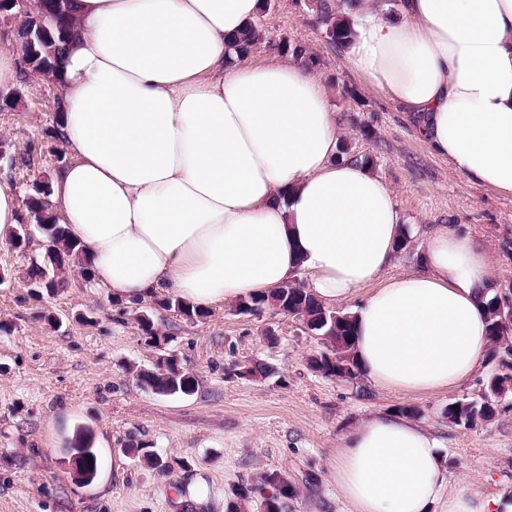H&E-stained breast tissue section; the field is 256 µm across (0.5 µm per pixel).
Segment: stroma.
<instances>
[{
  "label": "stroma",
  "instance_id": "1",
  "mask_svg": "<svg viewBox=\"0 0 512 512\" xmlns=\"http://www.w3.org/2000/svg\"><path fill=\"white\" fill-rule=\"evenodd\" d=\"M308 0H261L259 38L247 62L283 58V43H302L336 114L343 155L366 161L393 191L408 243L387 277L420 271L426 236L442 227L484 241L496 259L495 289H512V197L496 194L453 171L433 154L419 130L367 87L327 45L325 27ZM17 106L0 112V154L17 165L7 176L25 191L65 160L47 138L56 115L55 83L29 73L14 85ZM41 235L22 250L0 235V512H226L235 491L265 475L287 477L297 495L288 512H350L330 479L340 438L372 415L413 411L441 440L448 488L460 478L485 492L512 490V393L476 427L450 423V402L478 400L488 379L512 361L491 353L462 386L406 397L316 373L309 358L322 344L298 318L267 309L239 313L237 301L215 305L190 321L155 309L166 336L196 382L188 397H163L139 386L133 367H153L162 351L147 345L131 314L111 293L86 287L77 272L52 296L35 297L25 279L43 260ZM263 365L264 377L243 376ZM83 434L98 448V475L86 485L74 475L65 448ZM152 445L162 460L150 466L129 447ZM198 484L205 503L186 502Z\"/></svg>",
  "mask_w": 512,
  "mask_h": 512
}]
</instances>
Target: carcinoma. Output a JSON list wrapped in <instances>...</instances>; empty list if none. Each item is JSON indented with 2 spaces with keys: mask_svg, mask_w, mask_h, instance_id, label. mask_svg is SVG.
Here are the masks:
<instances>
[{
  "mask_svg": "<svg viewBox=\"0 0 512 512\" xmlns=\"http://www.w3.org/2000/svg\"><path fill=\"white\" fill-rule=\"evenodd\" d=\"M343 3L333 0H314V10L321 22L326 25V37L329 44L341 48L349 40L352 31L344 24L342 16ZM37 13L45 16L48 25L52 28L54 39L50 40L41 49V56L50 66L57 65L70 38L74 34L68 15V0H40ZM258 30L252 28L242 35L233 46L236 56L241 57L249 53L257 41ZM51 195V183L43 180L34 184L24 195L23 202L29 216L36 222L38 231L46 241L45 254L47 260L42 263H31L26 272V278L31 285H38L51 294H55L67 287L68 271L75 268L80 273L85 284L95 282L92 267L81 257L76 243L69 240L65 228L53 220L48 208V198ZM498 297H493L488 303L490 321V343L496 345L500 341L509 340V335H501L497 325L496 302ZM303 312L309 321L311 331L323 336L328 335L324 345L329 347L331 354L339 362H354L352 354V317L345 320L332 322L324 318L331 314L324 305L319 303L304 288H291L287 285L276 288L270 292H261L239 303V311L242 314L261 312L267 308L281 310L287 307V303ZM159 306L166 310H174L188 320L202 318L205 312L196 309L178 297L171 295L162 300ZM145 317L139 321V325L145 336V341L160 340L158 330L155 327L153 313L144 310ZM136 380L140 386L152 390L162 396H190L195 392V381L187 373L174 365L158 363L150 370L134 369ZM70 460L75 465L78 478L85 484L93 482L97 476L98 456L97 450L87 438L76 437L65 448ZM296 490L288 485L277 473H271L264 477L263 483L240 489L236 493L239 502L228 506L229 512H240V502L247 501L255 495L267 501L270 512H283L288 508V499L292 498Z\"/></svg>",
  "mask_w": 512,
  "mask_h": 512,
  "instance_id": "cac0c4a2",
  "label": "carcinoma"
}]
</instances>
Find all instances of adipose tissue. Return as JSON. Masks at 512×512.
I'll use <instances>...</instances> for the list:
<instances>
[{
    "instance_id": "ef3b65f1",
    "label": "adipose tissue",
    "mask_w": 512,
    "mask_h": 512,
    "mask_svg": "<svg viewBox=\"0 0 512 512\" xmlns=\"http://www.w3.org/2000/svg\"><path fill=\"white\" fill-rule=\"evenodd\" d=\"M259 0H68L74 36L55 77L68 160L50 210L98 287L206 309L299 273L322 304L355 300L353 354L376 388L451 391L490 352L494 260L445 228L422 272L385 278L402 217L393 192L337 155L309 65H230ZM344 59L405 112L449 166L512 196V0H352ZM439 440L372 416L341 439L331 477L352 512H500Z\"/></svg>"
}]
</instances>
